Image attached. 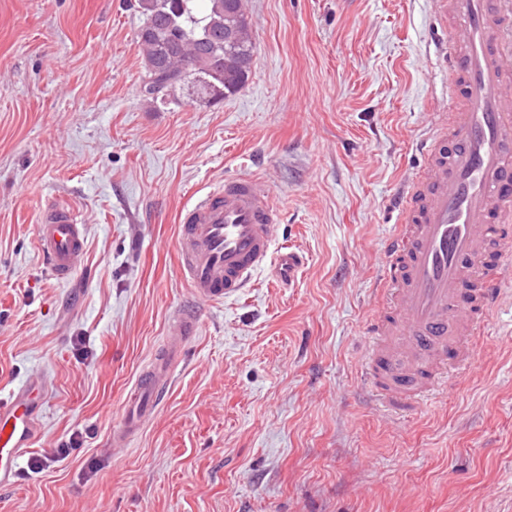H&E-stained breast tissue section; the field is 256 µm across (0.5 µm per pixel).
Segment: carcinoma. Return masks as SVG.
<instances>
[{
    "instance_id": "cac0c4a2",
    "label": "carcinoma",
    "mask_w": 512,
    "mask_h": 512,
    "mask_svg": "<svg viewBox=\"0 0 512 512\" xmlns=\"http://www.w3.org/2000/svg\"><path fill=\"white\" fill-rule=\"evenodd\" d=\"M137 0L145 17L137 42L145 64L144 92L164 97L189 84L219 103L247 81L254 62L252 22L243 0Z\"/></svg>"
}]
</instances>
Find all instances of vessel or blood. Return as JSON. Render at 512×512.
I'll return each mask as SVG.
<instances>
[{
	"instance_id": "obj_1",
	"label": "vessel or blood",
	"mask_w": 512,
	"mask_h": 512,
	"mask_svg": "<svg viewBox=\"0 0 512 512\" xmlns=\"http://www.w3.org/2000/svg\"><path fill=\"white\" fill-rule=\"evenodd\" d=\"M430 6L431 41L443 48L435 69L446 77L451 107L416 144L426 166L402 188L363 347L362 381L390 413L447 391L449 370L470 367L512 273V0ZM179 222L178 270L197 304L173 312L160 353L126 397L111 435L116 448L132 445L170 389L173 364L197 330L198 303L240 295L264 269L293 283L304 264L279 246V208L256 178H225L185 206ZM36 246L51 277L69 281L85 252L79 212L48 206ZM46 387L36 378L0 399V487L19 477L41 431Z\"/></svg>"
}]
</instances>
